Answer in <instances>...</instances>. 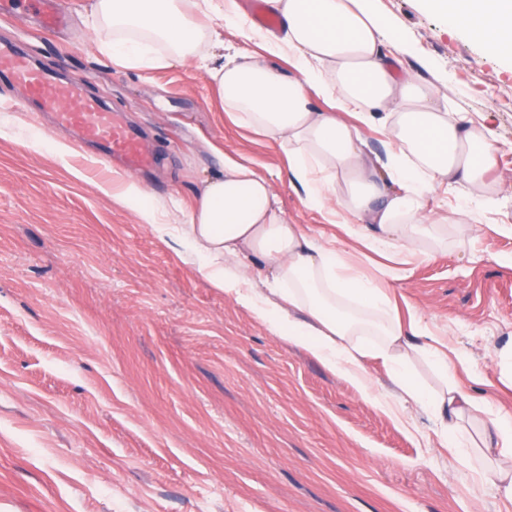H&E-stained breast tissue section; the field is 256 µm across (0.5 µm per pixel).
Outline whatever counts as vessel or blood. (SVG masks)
<instances>
[{"label": "vessel or blood", "mask_w": 512, "mask_h": 512, "mask_svg": "<svg viewBox=\"0 0 512 512\" xmlns=\"http://www.w3.org/2000/svg\"><path fill=\"white\" fill-rule=\"evenodd\" d=\"M10 9L40 12L44 29H54L60 13L50 0H0ZM0 81L22 86L39 111L51 114L55 126L71 131L77 140L96 148L104 165L121 161L126 173L138 174L157 161L144 132L130 126L119 113L79 86H61L50 74L34 66L28 52L0 44Z\"/></svg>", "instance_id": "vessel-or-blood-1"}]
</instances>
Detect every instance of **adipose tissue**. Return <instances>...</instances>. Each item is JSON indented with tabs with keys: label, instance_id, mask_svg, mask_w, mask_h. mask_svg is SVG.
<instances>
[{
	"label": "adipose tissue",
	"instance_id": "adipose-tissue-1",
	"mask_svg": "<svg viewBox=\"0 0 512 512\" xmlns=\"http://www.w3.org/2000/svg\"><path fill=\"white\" fill-rule=\"evenodd\" d=\"M430 8L489 51L512 56V0H428ZM281 19L271 53L288 52L295 76L237 53L209 67L224 107L279 142L288 178L306 205L327 212L346 239L383 255L364 276L334 246L286 218L272 181L251 164L225 159L183 209L181 240L199 272L251 310L288 345L300 348L401 424L434 412L441 439L458 463L482 447L494 456L488 477L512 501V412L450 383L448 346L421 315H401L386 285L405 279L403 258L421 259L443 244L447 216L428 199L441 186L467 185L456 214L481 221L488 175L497 163L489 135L464 112L435 102L409 71H397L382 42L400 46L372 0H267ZM200 26L185 0H95L86 22L97 49L129 70L149 71L196 59L204 38H219L235 0H204ZM333 99L315 111L308 89ZM383 129L384 155L369 156L365 133ZM427 360L447 383L431 396L409 371L410 355ZM386 369L393 393L368 371Z\"/></svg>",
	"mask_w": 512,
	"mask_h": 512
}]
</instances>
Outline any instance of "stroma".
Here are the masks:
<instances>
[{
	"mask_svg": "<svg viewBox=\"0 0 512 512\" xmlns=\"http://www.w3.org/2000/svg\"><path fill=\"white\" fill-rule=\"evenodd\" d=\"M89 2L61 0L60 33L0 13V43L145 131L158 161L140 181L168 234L112 198L94 148L77 151L0 84V512H512L482 452L458 464L427 414L395 422L187 259L167 207L191 204L224 155L272 176L293 223L339 230L301 201L283 150L233 122L204 68L135 71L101 55ZM236 2L224 43L294 74L264 40L241 41L252 19ZM373 7L403 37L382 53L497 149L480 230L450 225L447 247L388 290L447 331L462 389L512 409V59L427 0Z\"/></svg>",
	"mask_w": 512,
	"mask_h": 512,
	"instance_id": "stroma-1",
	"label": "stroma"
}]
</instances>
